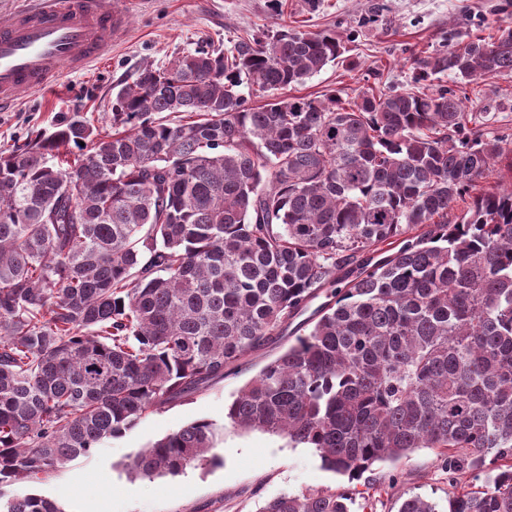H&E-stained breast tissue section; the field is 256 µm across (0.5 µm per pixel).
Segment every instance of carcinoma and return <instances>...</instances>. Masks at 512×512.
<instances>
[{
	"label": "carcinoma",
	"mask_w": 512,
	"mask_h": 512,
	"mask_svg": "<svg viewBox=\"0 0 512 512\" xmlns=\"http://www.w3.org/2000/svg\"><path fill=\"white\" fill-rule=\"evenodd\" d=\"M344 52L334 31L283 25L201 47L138 70L111 131L63 116L0 153V485L91 455L286 341L225 422L351 481L433 448L448 512H512V187L477 190L512 134L419 87L512 76V24L410 58L411 91L284 94ZM70 145L82 163L52 164ZM222 434L197 419L131 474L215 464ZM352 504L310 489L258 512ZM0 512L62 510L18 494ZM398 512L439 510L412 494Z\"/></svg>",
	"instance_id": "cac0c4a2"
}]
</instances>
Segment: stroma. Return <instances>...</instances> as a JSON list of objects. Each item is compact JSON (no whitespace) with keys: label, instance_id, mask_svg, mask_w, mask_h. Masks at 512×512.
<instances>
[{"label":"stroma","instance_id":"1","mask_svg":"<svg viewBox=\"0 0 512 512\" xmlns=\"http://www.w3.org/2000/svg\"><path fill=\"white\" fill-rule=\"evenodd\" d=\"M126 23L110 54L70 72L45 90L23 93L16 106L0 112V152L51 130L63 115H79L100 130L112 123V100L121 84L141 67H163L206 41L229 45L258 30L285 25L300 31L332 29L351 34L345 62L289 87V95L323 98L340 88L404 87L412 56L438 48L452 33L495 34L512 19V0H113ZM469 111L484 131L512 130V77L466 87ZM270 359L252 356L240 372L201 394L149 413L123 436L106 441L91 456L73 460L38 480L0 488V496L41 494L62 512H256L282 492L352 488L327 471L315 449L289 446L286 439L226 426L216 466L188 468L176 477H131L127 464L144 448L200 418H224V407ZM375 476H395L397 490L448 507V474L428 448L399 462L376 464Z\"/></svg>","mask_w":512,"mask_h":512}]
</instances>
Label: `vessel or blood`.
<instances>
[{
  "label": "vessel or blood",
  "instance_id": "b4317fda",
  "mask_svg": "<svg viewBox=\"0 0 512 512\" xmlns=\"http://www.w3.org/2000/svg\"><path fill=\"white\" fill-rule=\"evenodd\" d=\"M123 22L112 0H32L0 14V112L101 58Z\"/></svg>",
  "mask_w": 512,
  "mask_h": 512
}]
</instances>
